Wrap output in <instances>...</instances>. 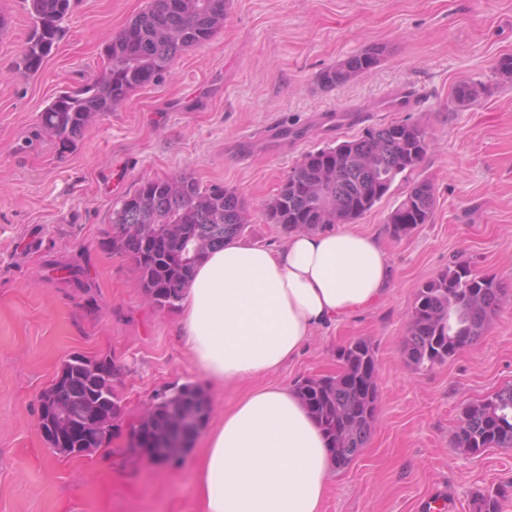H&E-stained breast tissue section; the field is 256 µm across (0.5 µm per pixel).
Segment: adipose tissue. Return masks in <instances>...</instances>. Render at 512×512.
I'll use <instances>...</instances> for the list:
<instances>
[{
    "mask_svg": "<svg viewBox=\"0 0 512 512\" xmlns=\"http://www.w3.org/2000/svg\"><path fill=\"white\" fill-rule=\"evenodd\" d=\"M389 283L371 235L299 232L275 250L228 241L188 284L178 335L213 383L256 379L297 357L317 327L378 301ZM336 468L297 392L258 386L205 434L197 512H320Z\"/></svg>",
    "mask_w": 512,
    "mask_h": 512,
    "instance_id": "1",
    "label": "adipose tissue"
}]
</instances>
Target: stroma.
Segmentation results:
<instances>
[{"label":"stroma","instance_id":"1","mask_svg":"<svg viewBox=\"0 0 512 512\" xmlns=\"http://www.w3.org/2000/svg\"><path fill=\"white\" fill-rule=\"evenodd\" d=\"M148 2L77 0L63 39L26 77L25 0H0V512H194L202 440L164 467L132 458L122 436L88 457L49 448L38 396L73 354L122 364L114 388L128 425L166 385H201L212 424L248 390L212 385L175 335L181 310L154 308L133 260L101 247L124 197L190 174L236 190L251 219L244 243L275 249L285 235L264 206L303 155L404 120L430 143L410 178L433 185L431 223L391 238L385 220L402 182L353 221L387 253L386 296L316 333L270 381L292 387L336 371L337 351L357 339L375 350L366 451L333 475L322 512H423L427 501L474 512L475 499L495 492L512 512V448L473 454L454 444L463 409L512 386V83L495 74L512 55V0H229L208 42L60 152L37 135L39 113L101 73L106 45ZM373 45L384 50L375 69L321 83V71ZM463 81L490 91L458 106ZM409 92L416 106L391 107ZM459 258L507 293L478 342L413 368L402 342L415 293Z\"/></svg>","mask_w":512,"mask_h":512}]
</instances>
